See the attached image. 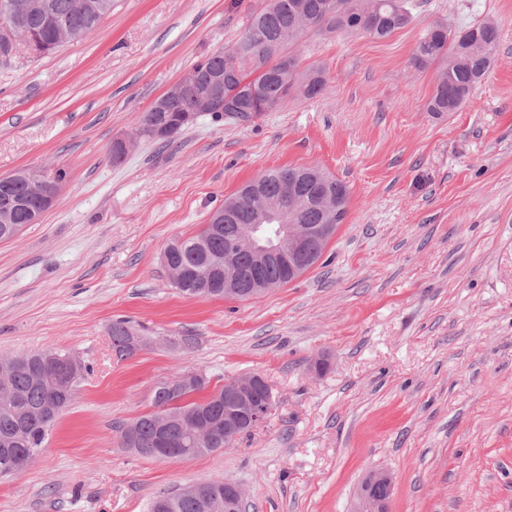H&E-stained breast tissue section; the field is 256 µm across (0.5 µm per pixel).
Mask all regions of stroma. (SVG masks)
<instances>
[{
	"label": "stroma",
	"instance_id": "1",
	"mask_svg": "<svg viewBox=\"0 0 512 512\" xmlns=\"http://www.w3.org/2000/svg\"><path fill=\"white\" fill-rule=\"evenodd\" d=\"M265 0H112L83 39L0 68V176L61 168L41 221L0 243V358L74 352L92 372L0 512H148L163 491L238 483L247 512H348L386 469L388 512H512V0H411L387 39L306 35L312 99L247 125L205 113L169 147L113 140L197 62L241 35ZM499 25L470 102L437 118L438 70L411 64L435 21ZM315 165L350 189L318 263L249 300H189L162 254L267 169ZM146 338L117 359L108 328ZM179 336L192 349L171 346ZM328 357L330 369L309 365ZM211 387L263 375L275 408L231 448L143 458L118 429L162 377Z\"/></svg>",
	"mask_w": 512,
	"mask_h": 512
}]
</instances>
